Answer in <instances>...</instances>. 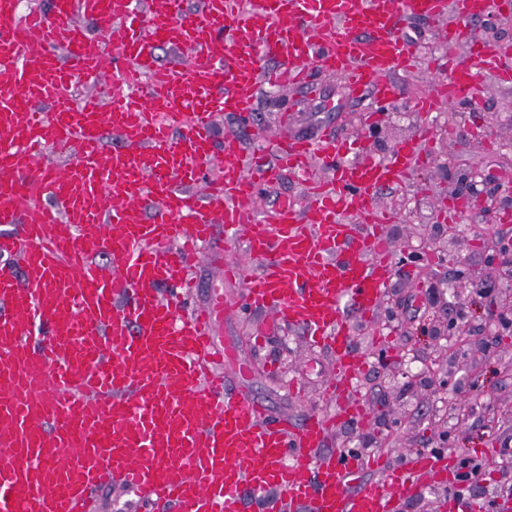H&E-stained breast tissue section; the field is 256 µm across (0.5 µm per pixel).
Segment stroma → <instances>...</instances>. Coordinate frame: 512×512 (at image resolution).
Masks as SVG:
<instances>
[{
  "label": "stroma",
  "instance_id": "obj_1",
  "mask_svg": "<svg viewBox=\"0 0 512 512\" xmlns=\"http://www.w3.org/2000/svg\"><path fill=\"white\" fill-rule=\"evenodd\" d=\"M405 25L418 62L396 74L406 94L392 101L377 125L366 123L371 100L351 98L342 79L323 72L317 75L321 99L297 88L263 85L249 119L218 112L213 123L220 137L243 129L248 153L269 149L290 132L314 138L327 129L377 159L406 141L422 140L418 170L377 194L380 207L394 215L382 233L399 255L418 225L447 241V252L398 267L373 322L349 316L352 346L368 360L358 386L368 420L361 427H338L324 449L376 455L399 468L411 452H445V430L456 447L482 461L484 475L464 483L462 493L485 501L512 495V460L500 455L503 440H512V311L501 308L503 282L482 297L471 279L487 272L492 241L512 242V192L504 185L512 178V83L482 74L476 106L421 116L414 99L445 74L444 24L411 16ZM474 172L484 192L498 199V221L481 213L446 214L445 186ZM269 321L264 312L243 310L215 325L217 343L232 354L224 364L230 386H246L274 416L298 420L313 410H330L329 353L310 346L296 328H269L265 343L254 345L253 333ZM378 332L387 340L386 351L372 346Z\"/></svg>",
  "mask_w": 512,
  "mask_h": 512
}]
</instances>
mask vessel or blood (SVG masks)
I'll list each match as a JSON object with an SVG mask.
<instances>
[{"label": "vessel or blood", "mask_w": 512, "mask_h": 512, "mask_svg": "<svg viewBox=\"0 0 512 512\" xmlns=\"http://www.w3.org/2000/svg\"><path fill=\"white\" fill-rule=\"evenodd\" d=\"M512 0H49L19 13L0 0V512H89L113 482L137 512H400L425 486H442L444 512H512V498L461 501L455 466L416 452L384 467L344 450L323 452L342 423L367 414L355 397L367 359L355 352L348 312L374 320L396 268L381 229L379 189L415 171L409 141L389 160L347 161L345 141L286 137L273 154L224 137L214 165L213 114L248 117L260 84L319 96L312 71L343 76L349 95L382 103L414 68L409 15H453L447 48L469 62L417 98L428 116L476 103L480 77L512 81V46L475 40L471 21ZM101 24V36L85 24ZM114 51H106V44ZM190 47L160 61L158 49ZM79 78L96 89L82 100ZM76 148L66 168L47 146ZM332 179L314 178V159ZM298 177L305 203L281 200L272 221L252 205L260 183ZM225 238H217L216 224ZM245 237L260 264L242 301L213 293L183 315L188 270L207 244L225 278L223 242ZM108 256L111 269L95 263ZM301 328L329 349L327 394L336 410L300 421L270 417L247 392L230 401L212 326L240 304ZM379 470L362 485L361 469Z\"/></svg>", "instance_id": "vessel-or-blood-1"}]
</instances>
